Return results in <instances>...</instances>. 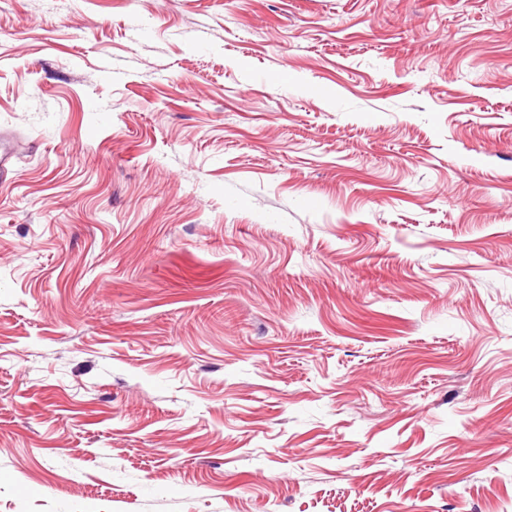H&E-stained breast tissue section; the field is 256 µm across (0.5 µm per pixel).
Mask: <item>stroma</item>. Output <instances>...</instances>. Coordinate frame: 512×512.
<instances>
[{
	"label": "stroma",
	"instance_id": "stroma-1",
	"mask_svg": "<svg viewBox=\"0 0 512 512\" xmlns=\"http://www.w3.org/2000/svg\"><path fill=\"white\" fill-rule=\"evenodd\" d=\"M0 512H512V0H0Z\"/></svg>",
	"mask_w": 512,
	"mask_h": 512
}]
</instances>
